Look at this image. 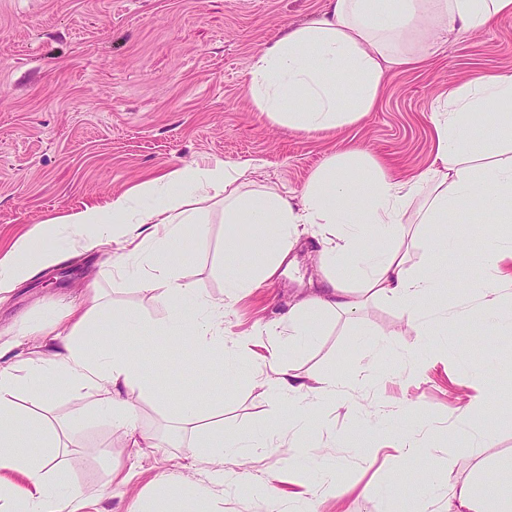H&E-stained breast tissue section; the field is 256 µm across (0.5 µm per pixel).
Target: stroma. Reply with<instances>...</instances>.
Returning a JSON list of instances; mask_svg holds the SVG:
<instances>
[{"mask_svg":"<svg viewBox=\"0 0 512 512\" xmlns=\"http://www.w3.org/2000/svg\"><path fill=\"white\" fill-rule=\"evenodd\" d=\"M326 0H0V248L38 225L88 207L106 206L140 182L188 162L221 160L253 170L255 186L300 194L335 154L358 151L389 174L408 179L435 166L432 114L448 90L493 71L512 75V16L493 27L461 32L425 61L389 70L385 91L360 122L334 132H303L271 123L247 90L248 70L261 49L289 28L321 12ZM205 237L186 247L176 272L201 293L224 297L226 270L247 263L248 250L226 258L224 239H252L246 224L224 221L222 205L204 217ZM480 251L494 221L464 213L454 227L422 224L438 236L448 230ZM307 234L290 251L288 272L228 300L224 356L239 354L241 334L277 319L289 303L318 288L321 278ZM118 304L161 321L163 307L141 290L134 275L114 276L107 254L65 251L54 268L37 273L0 304V326L26 317L41 323L90 279ZM454 336H419L399 307L372 302L351 315L327 319L317 343L283 353L295 373L313 377L365 368L363 392L341 393L302 433L311 458L338 465L339 494L320 489L318 512H377L378 487H388L398 512H412L419 488H407L397 434L411 423L430 447L438 483L470 477L488 456L512 455V347L502 339L473 342L483 325L474 295L453 293ZM395 332L383 352L359 344L361 326ZM183 342L155 348L152 384L137 391L139 432L155 448L131 447L122 431L87 411L64 467L85 489L82 512H133L153 490L159 472L187 487L208 482L209 465L188 456L190 428L184 403L200 414H222L228 432H262L288 421V406L269 400L262 387L241 380L224 384L222 367L186 361ZM489 391L469 425L492 435L490 446H470L455 431L454 410L475 385ZM358 403L374 447L352 432L350 403ZM224 468L243 481H269L294 492L287 447Z\"/></svg>","mask_w":512,"mask_h":512,"instance_id":"35a3bbf8","label":"stroma"}]
</instances>
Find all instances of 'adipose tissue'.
<instances>
[{
  "label": "adipose tissue",
  "mask_w": 512,
  "mask_h": 512,
  "mask_svg": "<svg viewBox=\"0 0 512 512\" xmlns=\"http://www.w3.org/2000/svg\"><path fill=\"white\" fill-rule=\"evenodd\" d=\"M506 16H512V0H327L325 11L255 56L248 93L272 122L306 132L335 130L372 111L386 70L421 62L447 45L451 34ZM349 78L353 91L346 98L338 88ZM506 102H512L511 75L485 73L450 90L432 118L438 166L417 179L396 180L363 155H336L300 195L288 196L267 187L244 190V167L221 160L189 163L137 185L133 194L112 199L107 208L89 207L62 217L65 240L75 252L113 246L114 270L136 273L141 288L166 311L163 322L153 326L157 343L178 336L193 356L222 353L224 302L181 282L172 271L183 255L182 242L203 234L200 216L218 197L225 223L258 230L249 263L224 276L230 296L276 274L298 225L326 229L320 255L328 274L318 292L297 302L286 318L296 347L315 343L319 321L355 313L371 301L397 303L416 333L439 322L448 327L447 305L427 309L423 303L441 283L459 290L466 284L438 261V253L496 267L512 258V243L495 234L474 253L457 234L422 235L416 244L430 259L423 270L412 272L397 241L406 234L404 217L416 197L421 200L416 211L420 224L452 225L466 210L512 223V211L501 206L512 198V163H489L488 142L473 134L475 118L483 117L498 139L512 143V112L501 109ZM353 169L360 171V180L350 178ZM135 197L149 199L150 207L131 209ZM48 236V229L34 228L0 254V302L38 271L57 265L61 251ZM366 238L371 245L365 250L361 242ZM478 294L489 313L477 339L511 336L512 316L497 307L512 300V294L491 283ZM134 318V312L113 304L94 283L45 322L51 338L46 351L34 357L18 354L31 332L24 321L0 338V512H67L84 496L83 486L62 471L60 461L64 438L74 435L84 414L55 416L45 408L49 393L91 395L94 410L127 435L135 434L137 408L131 395L149 384L144 356L117 345L109 351L90 346L92 336ZM260 332L263 341L255 348L242 343L241 356L261 364L254 380L268 397L292 405L289 430H301L315 407L335 401L337 390L357 382L355 371L337 378L292 373L281 360L275 325H264ZM181 417L194 427L188 452L210 464L212 485L171 493L165 489V474H158L164 495L141 498L135 512H215L212 486L240 483L238 474L225 470V457L252 459L271 448L275 438L271 432L228 433L220 422L196 425L197 412L190 406ZM495 469L496 476L484 484L483 499L471 484L449 483L444 512H512V457L501 459Z\"/></svg>",
  "instance_id": "1"
}]
</instances>
